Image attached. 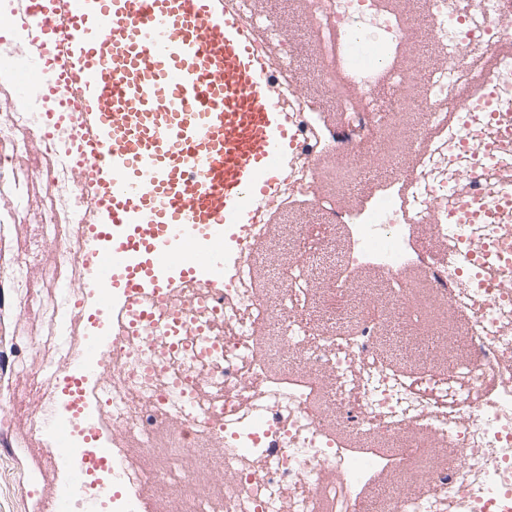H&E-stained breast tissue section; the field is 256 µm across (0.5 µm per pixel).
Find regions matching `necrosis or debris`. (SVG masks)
<instances>
[{
  "instance_id": "necrosis-or-debris-1",
  "label": "necrosis or debris",
  "mask_w": 512,
  "mask_h": 512,
  "mask_svg": "<svg viewBox=\"0 0 512 512\" xmlns=\"http://www.w3.org/2000/svg\"><path fill=\"white\" fill-rule=\"evenodd\" d=\"M425 7L424 27L392 0H303V34L341 128L297 86L295 55L280 58L304 148L267 208L283 217L307 209L319 221L292 225L304 244H285L288 270L274 289L262 282L274 227L256 224L254 249L222 301L200 286L175 296L174 307L191 309L179 350L151 326L113 347L99 409L115 436L120 490L102 512H128L144 496L154 512H350L383 476L385 512H512V280L479 287L448 251L452 241L494 247L501 231L448 225V184L473 178L481 157L449 158L447 116L460 112L477 128L495 112L512 123V0ZM479 48L492 55L480 78L458 62ZM385 85L392 92L381 108ZM413 112L422 115L414 125ZM36 121L16 100L0 104V223L18 243L7 279L18 303L12 330L34 353L18 370L21 396L0 399V420H26L30 438L55 407L49 374L67 356L58 340L65 290L85 275L76 259L80 184ZM351 154L390 168L393 179L345 206L337 196L358 174L344 162ZM38 180L45 196L30 224L25 201ZM418 224L436 249H418ZM338 235L344 246L335 251ZM328 255L322 284L312 271ZM366 268L385 296L358 294ZM462 306L475 319L459 366L409 369L383 354L384 330L429 334L437 314ZM447 445L461 449L460 460L439 457Z\"/></svg>"
}]
</instances>
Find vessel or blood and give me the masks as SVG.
<instances>
[{
	"mask_svg": "<svg viewBox=\"0 0 512 512\" xmlns=\"http://www.w3.org/2000/svg\"><path fill=\"white\" fill-rule=\"evenodd\" d=\"M28 78L17 98L62 103L43 133L66 126L60 147L81 176L90 214L79 254L90 276L78 333L51 383L58 404L43 420L66 484L70 431L112 466V430L92 409L113 343L167 315L164 342L185 318L168 314L170 293L190 283L223 292L250 247L252 225L275 195L299 148L294 114L276 77L278 44L262 45L236 0H15ZM506 136L497 117L483 131L496 158ZM460 222L474 223L466 185L449 188ZM482 205L512 234V187ZM488 285L512 277V262L462 257Z\"/></svg>",
	"mask_w": 512,
	"mask_h": 512,
	"instance_id": "b4317fda",
	"label": "vessel or blood"
}]
</instances>
